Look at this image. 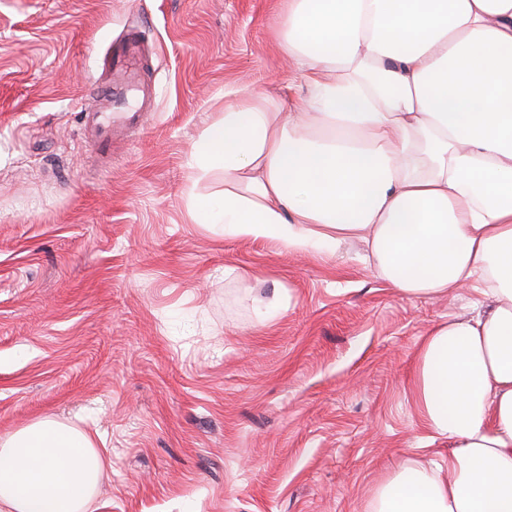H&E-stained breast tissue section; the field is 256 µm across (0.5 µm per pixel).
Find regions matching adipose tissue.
Returning a JSON list of instances; mask_svg holds the SVG:
<instances>
[{"label":"adipose tissue","mask_w":512,"mask_h":512,"mask_svg":"<svg viewBox=\"0 0 512 512\" xmlns=\"http://www.w3.org/2000/svg\"><path fill=\"white\" fill-rule=\"evenodd\" d=\"M306 92L238 91L197 145L228 236L309 254L358 240L410 297L474 292L421 340L413 395L447 465L416 461L370 512H512V0H291ZM105 459L54 419L0 438V512H95Z\"/></svg>","instance_id":"1"}]
</instances>
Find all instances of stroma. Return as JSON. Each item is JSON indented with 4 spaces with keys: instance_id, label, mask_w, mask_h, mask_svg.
<instances>
[{
    "instance_id": "35a3bbf8",
    "label": "stroma",
    "mask_w": 512,
    "mask_h": 512,
    "mask_svg": "<svg viewBox=\"0 0 512 512\" xmlns=\"http://www.w3.org/2000/svg\"><path fill=\"white\" fill-rule=\"evenodd\" d=\"M290 0H0V435L98 432L96 512H367L411 460L419 343L469 293L413 298L354 241L225 235L195 148L225 95L299 108ZM141 37L140 124L101 158L82 115Z\"/></svg>"
}]
</instances>
